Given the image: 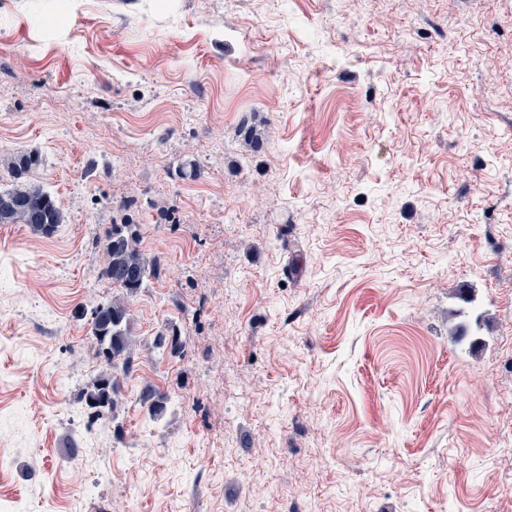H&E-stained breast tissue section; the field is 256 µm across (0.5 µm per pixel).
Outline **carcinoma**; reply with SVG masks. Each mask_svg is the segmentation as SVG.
Returning <instances> with one entry per match:
<instances>
[{"label":"carcinoma","mask_w":512,"mask_h":512,"mask_svg":"<svg viewBox=\"0 0 512 512\" xmlns=\"http://www.w3.org/2000/svg\"><path fill=\"white\" fill-rule=\"evenodd\" d=\"M39 163V156L29 152H21L10 161L13 184L8 189H0V224H24L34 233L49 237L63 223L64 217L54 196L27 180L28 172ZM102 247V276L124 295L91 311V334L102 370L86 389V405L91 417L100 420L113 415L118 405L117 377L127 376L134 369L130 349L133 323L125 297L140 292L159 269L157 260L140 250L138 225L128 217L111 225L104 234ZM154 345L171 352L182 348L174 327L156 336ZM140 402L154 419L162 417L167 410V397L153 389L143 390Z\"/></svg>","instance_id":"1"}]
</instances>
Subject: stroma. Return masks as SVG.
<instances>
[{"instance_id":"stroma-1","label":"stroma","mask_w":512,"mask_h":512,"mask_svg":"<svg viewBox=\"0 0 512 512\" xmlns=\"http://www.w3.org/2000/svg\"><path fill=\"white\" fill-rule=\"evenodd\" d=\"M19 152L64 222L0 224V512H512V0H0ZM125 216L160 272L88 434Z\"/></svg>"}]
</instances>
